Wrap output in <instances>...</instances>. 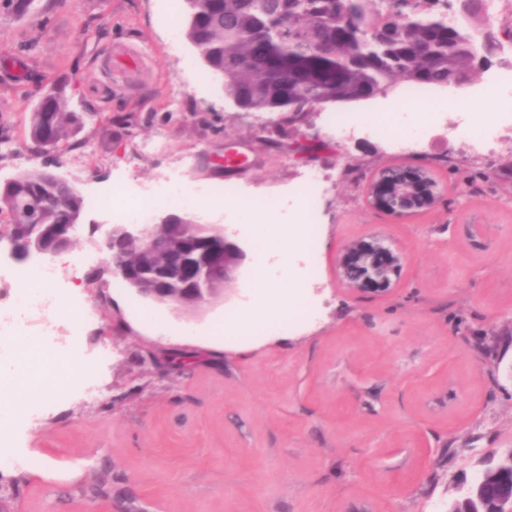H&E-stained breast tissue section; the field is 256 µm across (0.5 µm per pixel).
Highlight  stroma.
I'll list each match as a JSON object with an SVG mask.
<instances>
[{
	"label": "stroma",
	"instance_id": "1",
	"mask_svg": "<svg viewBox=\"0 0 512 512\" xmlns=\"http://www.w3.org/2000/svg\"><path fill=\"white\" fill-rule=\"evenodd\" d=\"M172 0H35L18 13L0 0V182L48 166L87 202L59 286L91 304L95 322L59 323L71 352L0 362V388H50L52 413L14 407L0 449L27 469L0 466L7 512H442L485 460L512 448V138L481 157L434 132L424 152H398L377 135L337 141L324 118L367 113L383 95L325 104L299 129L280 115L244 112L224 96L185 34ZM66 85L70 108L88 113L79 149L37 157L26 146L39 97L28 74ZM229 167L216 173L215 156ZM187 158L193 187L227 184L243 195L289 197L295 173L324 168L323 217L311 263L289 246L268 249L281 266L268 286L305 267L314 319L288 336L225 339L226 318L260 306L253 281L256 220L236 201L205 200L210 223L235 213L246 260L223 298L179 314L102 273L97 192L124 179L158 187ZM425 166L439 202L398 217L372 206L368 186L387 167ZM378 232L410 256L396 285L353 293L336 255ZM185 356L178 368L171 360ZM102 479L105 494L78 488Z\"/></svg>",
	"mask_w": 512,
	"mask_h": 512
}]
</instances>
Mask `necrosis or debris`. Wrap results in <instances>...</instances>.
Wrapping results in <instances>:
<instances>
[{"instance_id":"necrosis-or-debris-1","label":"necrosis or debris","mask_w":512,"mask_h":512,"mask_svg":"<svg viewBox=\"0 0 512 512\" xmlns=\"http://www.w3.org/2000/svg\"><path fill=\"white\" fill-rule=\"evenodd\" d=\"M488 110L483 114L465 111L456 105V95L434 97L426 92L408 89L401 106L388 112H373L360 117L351 112L330 116L338 137L347 138L357 130L385 135L390 144L400 150L423 147L432 129L443 128L449 138L466 140L481 155L495 153L502 144L505 130L512 129V65L503 67L488 77L479 91ZM420 104V111H411V104ZM329 178L328 172L310 170L296 178L304 200L289 214V221L314 224L319 220L318 194ZM112 221L116 224H147L160 202L174 200L186 207L195 206L197 198L184 181L180 168H170L163 177L160 189L134 193L120 181L114 182ZM58 269L43 262L14 272L10 279L0 282V336L15 339L23 326L38 323L35 343L48 352L60 355L64 348L57 342L58 327L53 318L58 308L79 322L95 318L92 308L76 300H62L57 287Z\"/></svg>"}]
</instances>
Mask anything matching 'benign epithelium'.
<instances>
[{"label": "benign epithelium", "instance_id": "7a95c632", "mask_svg": "<svg viewBox=\"0 0 512 512\" xmlns=\"http://www.w3.org/2000/svg\"><path fill=\"white\" fill-rule=\"evenodd\" d=\"M443 194L427 167H389L381 170L368 188L370 202L393 215L433 207ZM77 227L63 226L57 243L46 247L34 239L31 253L56 257L72 248ZM236 231L208 224H172L170 216L155 224H114L104 238L105 267L123 277L142 298L167 305L176 311H204L224 294L245 260L235 242ZM140 246V259L147 263L164 253L160 279L136 277L128 267L117 264L116 253L128 243ZM408 261L406 250L384 236L372 234L344 245L336 257V272L351 291L387 290ZM505 472L512 473V450L495 466L487 468L475 484L477 493L500 484Z\"/></svg>", "mask_w": 512, "mask_h": 512}]
</instances>
